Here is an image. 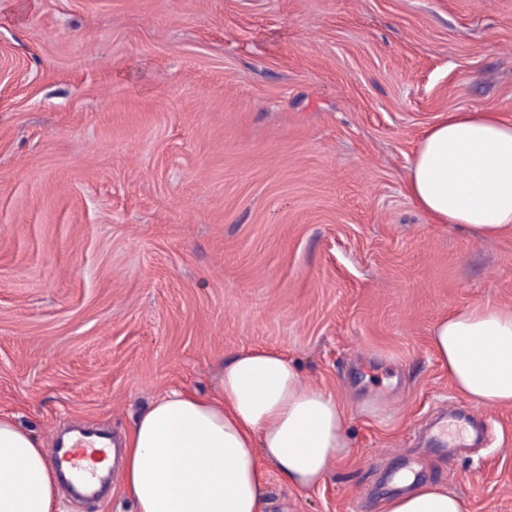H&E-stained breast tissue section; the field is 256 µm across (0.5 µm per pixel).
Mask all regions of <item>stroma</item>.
I'll return each mask as SVG.
<instances>
[{"label": "stroma", "instance_id": "1", "mask_svg": "<svg viewBox=\"0 0 512 512\" xmlns=\"http://www.w3.org/2000/svg\"><path fill=\"white\" fill-rule=\"evenodd\" d=\"M512 121V0H0V416L125 438L226 358L286 354L346 413L269 512H382L397 477L512 512V405L459 393L449 312L512 308V235L428 223L404 182L445 113ZM484 433L452 448L450 407Z\"/></svg>", "mask_w": 512, "mask_h": 512}]
</instances>
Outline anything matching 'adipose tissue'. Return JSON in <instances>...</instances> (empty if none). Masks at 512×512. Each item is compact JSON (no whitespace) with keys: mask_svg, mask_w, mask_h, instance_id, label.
<instances>
[{"mask_svg":"<svg viewBox=\"0 0 512 512\" xmlns=\"http://www.w3.org/2000/svg\"><path fill=\"white\" fill-rule=\"evenodd\" d=\"M430 223L483 239L512 233V121L451 112L426 129L405 180ZM431 345L461 394L512 404V309L485 304L439 319ZM345 412L309 387L286 356L237 352L218 396L173 391L155 399L125 441L123 487L137 512H265L264 463L295 487L317 485L348 452ZM57 481L36 438L0 418V512H54ZM384 512H465L448 488L421 484Z\"/></svg>","mask_w":512,"mask_h":512,"instance_id":"1","label":"adipose tissue"}]
</instances>
